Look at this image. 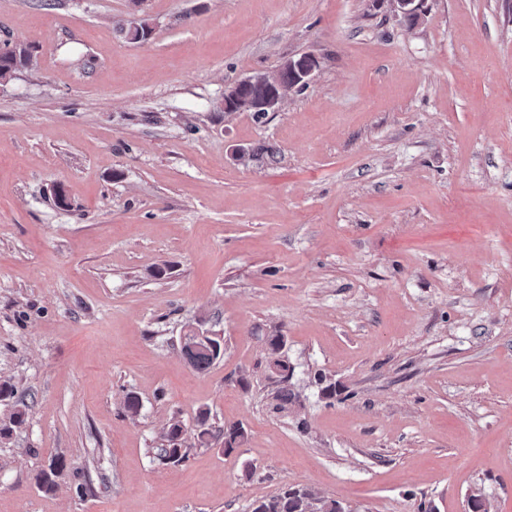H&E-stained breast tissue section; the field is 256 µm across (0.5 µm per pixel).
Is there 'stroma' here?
<instances>
[{
  "label": "stroma",
  "mask_w": 512,
  "mask_h": 512,
  "mask_svg": "<svg viewBox=\"0 0 512 512\" xmlns=\"http://www.w3.org/2000/svg\"><path fill=\"white\" fill-rule=\"evenodd\" d=\"M7 38L37 63L0 82V512H252L287 485L512 512V0L414 23L390 0H0ZM308 53L279 111L220 108ZM192 329L224 340L208 372ZM202 408L246 442L198 445ZM185 346L188 363L198 372L209 371L224 356V343L218 336H204L205 341H194L197 334L189 330ZM269 357L268 371L271 379H274L280 387L275 393L277 409H284L294 398V393L288 388V380L292 373V368L288 360L282 355L284 348L283 336H268L267 338ZM183 427L180 422H173L166 432L167 446L159 448V457L169 463L176 464L185 458V448H182Z\"/></svg>",
  "instance_id": "35a3bbf8"
}]
</instances>
